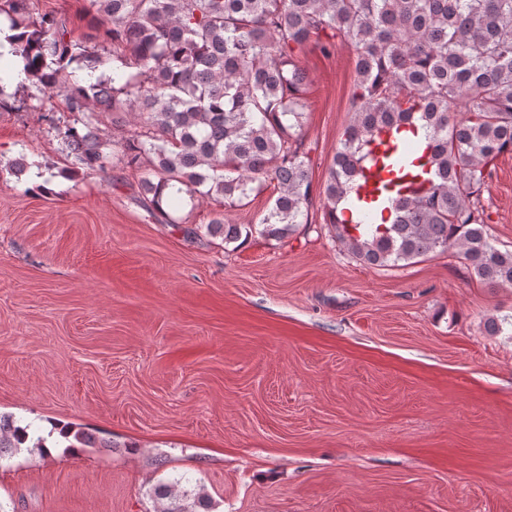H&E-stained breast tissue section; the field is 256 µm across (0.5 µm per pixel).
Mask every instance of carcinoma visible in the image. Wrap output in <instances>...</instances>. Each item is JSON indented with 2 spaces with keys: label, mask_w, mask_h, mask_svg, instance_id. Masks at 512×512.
<instances>
[{
  "label": "carcinoma",
  "mask_w": 512,
  "mask_h": 512,
  "mask_svg": "<svg viewBox=\"0 0 512 512\" xmlns=\"http://www.w3.org/2000/svg\"><path fill=\"white\" fill-rule=\"evenodd\" d=\"M99 43L72 37L66 16H33L5 0L11 53L28 69L29 105L60 89L69 118H47L75 168L105 172L100 115L137 112L119 162L148 164L141 203L165 223L182 196L236 207L269 182L262 234L284 239L308 223L309 150L298 130L305 73L295 53L336 38L355 46L358 103L323 190L326 223L360 262L394 267L451 246L491 287H512V250L492 244L481 217L487 168L512 151V0H89ZM112 49V76L66 82ZM467 112H456L461 103ZM347 214L340 220L337 212ZM224 242L242 225L207 226ZM30 426L0 415V460ZM68 448L95 437L65 424ZM158 512H211L181 481L154 489Z\"/></svg>",
  "instance_id": "obj_1"
}]
</instances>
